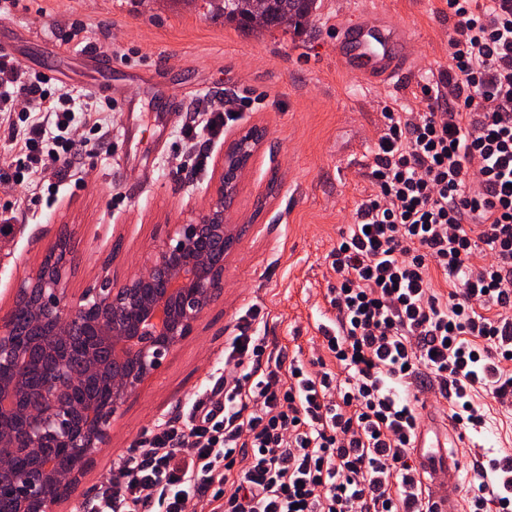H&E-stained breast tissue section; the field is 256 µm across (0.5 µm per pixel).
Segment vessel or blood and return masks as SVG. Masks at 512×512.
<instances>
[{
	"mask_svg": "<svg viewBox=\"0 0 512 512\" xmlns=\"http://www.w3.org/2000/svg\"><path fill=\"white\" fill-rule=\"evenodd\" d=\"M398 40L395 29L372 18L338 34L339 48L376 82L391 80L406 70V62L396 50ZM465 438L463 431L436 422L430 428L420 429L411 444L423 484L435 504V512H459L457 502L441 492L439 483L444 479L458 482L460 465L455 450L464 444Z\"/></svg>",
	"mask_w": 512,
	"mask_h": 512,
	"instance_id": "b4317fda",
	"label": "vessel or blood"
}]
</instances>
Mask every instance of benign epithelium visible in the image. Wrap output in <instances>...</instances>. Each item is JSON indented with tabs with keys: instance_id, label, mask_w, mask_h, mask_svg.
I'll use <instances>...</instances> for the list:
<instances>
[{
	"instance_id": "7a95c632",
	"label": "benign epithelium",
	"mask_w": 512,
	"mask_h": 512,
	"mask_svg": "<svg viewBox=\"0 0 512 512\" xmlns=\"http://www.w3.org/2000/svg\"><path fill=\"white\" fill-rule=\"evenodd\" d=\"M263 139L253 129L224 147L209 209L189 224L172 225L120 285L102 283L69 296L70 253L62 241L49 264L18 285L13 307L0 314V504H8L7 512H55L86 461L110 441L119 412L221 297L239 236L228 216ZM20 303L30 327L64 345L33 396L22 370L34 348L23 347L13 324ZM74 335L94 344L78 364L66 348ZM20 456L37 463L17 471Z\"/></svg>"
}]
</instances>
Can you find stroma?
I'll use <instances>...</instances> for the list:
<instances>
[{
    "label": "stroma",
    "mask_w": 512,
    "mask_h": 512,
    "mask_svg": "<svg viewBox=\"0 0 512 512\" xmlns=\"http://www.w3.org/2000/svg\"><path fill=\"white\" fill-rule=\"evenodd\" d=\"M320 3L313 30L301 34L235 29L210 17L206 0H19L0 13V41L13 44L15 65L34 77L48 69L69 73L62 91L77 100L88 84L110 80L129 106L108 113L105 143L82 155L71 179L49 170L31 184L0 182V210L15 216L12 237L0 242V309L11 307L16 286L61 234L74 245L66 287L77 295L104 280L121 284L171 225L207 208L224 148L211 147L205 172L194 173L183 163L180 128L208 99L242 91L262 99L225 127V140L255 126L266 131L230 212L240 240L224 269L223 295L123 407L110 444L84 465L56 512L91 501L113 460L206 385L248 307L260 309L270 350L305 361L322 355L318 325L336 285L330 254L357 206L375 192L367 174L380 112L387 102L416 108L421 85L447 70L455 19L445 0ZM369 14L404 31L409 78L371 81L338 50L337 32ZM88 49L106 58L107 68L88 67ZM165 86L181 99V111H166ZM475 401L485 423L468 429L469 444L457 451L461 502L490 457L512 454V410L482 391Z\"/></svg>",
    "instance_id": "obj_1"
}]
</instances>
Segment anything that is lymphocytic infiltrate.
<instances>
[{
    "label": "lymphocytic infiltrate",
    "instance_id": "lymphocytic-infiltrate-1",
    "mask_svg": "<svg viewBox=\"0 0 512 512\" xmlns=\"http://www.w3.org/2000/svg\"><path fill=\"white\" fill-rule=\"evenodd\" d=\"M456 18L448 76L419 107L385 105L368 177L376 193L332 253L335 314L323 344L337 371L264 361L249 307L224 349V372L113 462L86 512H433L408 461L428 370L458 425L480 424L473 391L512 396V0H447ZM40 78L0 59V113L50 110ZM256 101L234 95L181 129L221 137ZM45 145L31 123L12 180L47 163L66 178L89 139ZM440 272L448 293L439 292ZM470 512H512V458H493Z\"/></svg>",
    "mask_w": 512,
    "mask_h": 512
}]
</instances>
